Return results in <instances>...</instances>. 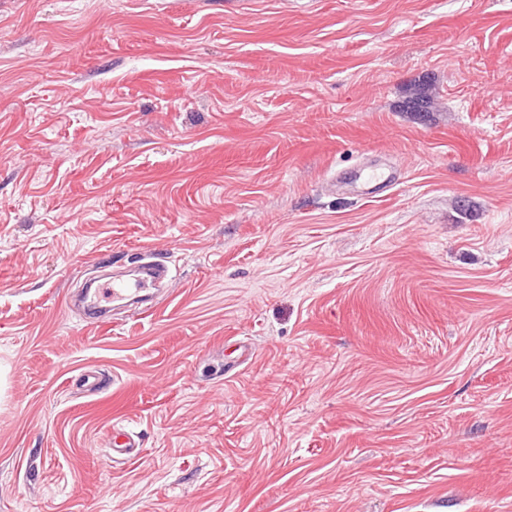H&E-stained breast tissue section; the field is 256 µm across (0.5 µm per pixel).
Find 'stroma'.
<instances>
[{
	"mask_svg": "<svg viewBox=\"0 0 512 512\" xmlns=\"http://www.w3.org/2000/svg\"><path fill=\"white\" fill-rule=\"evenodd\" d=\"M0 512H512V0H0ZM151 251H147L144 259H149L141 264L139 268V279L135 285L136 288H129L121 279L114 277L100 287L96 288L90 296L89 291L85 297L88 312L102 323L109 322L110 316L107 312L112 309L124 307L130 301L134 300L133 293L144 292L142 296L154 295L157 288H160L165 276L166 268L157 261L150 260ZM134 290V291H133ZM88 299H90L88 301ZM104 303V304H103ZM109 435L112 439V452L123 455L127 459L136 458L140 455L141 448L129 431L113 426Z\"/></svg>",
	"mask_w": 512,
	"mask_h": 512,
	"instance_id": "obj_1",
	"label": "stroma"
}]
</instances>
